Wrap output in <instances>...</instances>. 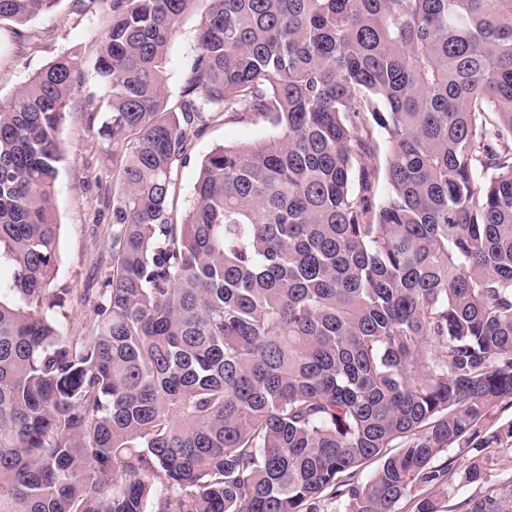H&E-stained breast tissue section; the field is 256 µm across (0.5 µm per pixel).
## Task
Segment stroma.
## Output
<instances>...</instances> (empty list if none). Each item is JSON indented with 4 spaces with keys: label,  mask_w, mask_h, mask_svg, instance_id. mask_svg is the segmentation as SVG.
<instances>
[{
    "label": "stroma",
    "mask_w": 512,
    "mask_h": 512,
    "mask_svg": "<svg viewBox=\"0 0 512 512\" xmlns=\"http://www.w3.org/2000/svg\"><path fill=\"white\" fill-rule=\"evenodd\" d=\"M105 0H59L50 11L16 31L0 23V98L13 97L27 80L56 57L69 54L83 64L84 77L75 98L98 93L93 70L97 49L108 33ZM199 12L186 15L168 52L167 91L177 96L183 73L195 52ZM261 122L224 123L216 120L202 132H188L189 159L179 167V208L194 200L193 188L199 162L220 145L239 144L262 137ZM64 152L56 184L54 212L58 229L56 282L66 287L63 332L70 337L88 335L95 321L94 308L103 300L104 283L112 270V151L98 145L83 113H67L58 130ZM491 461L484 481L469 484L463 474L472 459L459 448L444 457L451 464L448 486L441 495L443 512H464L471 499L512 487V443L505 441L484 449Z\"/></svg>",
    "instance_id": "1"
}]
</instances>
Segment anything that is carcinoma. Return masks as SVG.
Instances as JSON below:
<instances>
[{"instance_id": "obj_1", "label": "carcinoma", "mask_w": 512, "mask_h": 512, "mask_svg": "<svg viewBox=\"0 0 512 512\" xmlns=\"http://www.w3.org/2000/svg\"><path fill=\"white\" fill-rule=\"evenodd\" d=\"M57 2L0 0V22ZM107 2L78 106L121 149L112 273L75 342L53 196L81 65L0 101V512H313L326 491L396 512L421 489L442 512L439 455L512 441L489 429L512 405V0ZM218 117L268 130L205 155L180 215L187 129ZM199 20L200 10L186 15L170 43L167 61V91L170 99L177 97L182 75L195 52V36Z\"/></svg>"}]
</instances>
